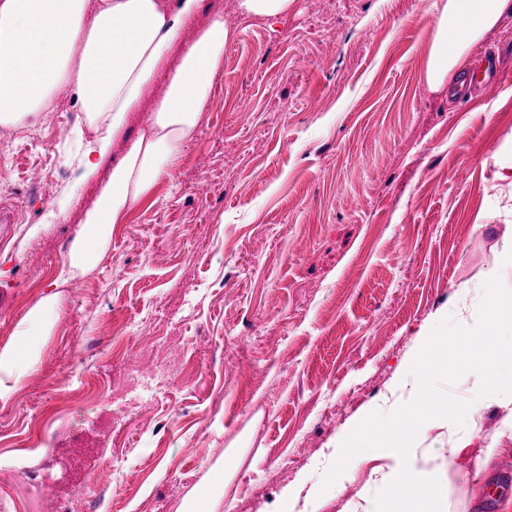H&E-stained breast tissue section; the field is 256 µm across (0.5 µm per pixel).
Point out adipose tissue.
Listing matches in <instances>:
<instances>
[{
	"label": "adipose tissue",
	"instance_id": "obj_1",
	"mask_svg": "<svg viewBox=\"0 0 512 512\" xmlns=\"http://www.w3.org/2000/svg\"><path fill=\"white\" fill-rule=\"evenodd\" d=\"M204 7L205 0H0V124L54 111L56 88L72 86L88 124L76 129L69 162L74 185H82L110 154L187 23ZM433 7L437 24L424 77L435 90L455 84L474 46L512 15V0H435ZM231 38L219 12L185 44L147 126L113 166L110 183L62 261L58 281L94 267L114 225L125 223L158 182L171 178L201 123ZM60 314L57 295L42 297L0 348L1 404L37 362L38 339L51 333ZM371 457L373 487L395 493L409 486L428 499L446 497L406 444L373 448Z\"/></svg>",
	"mask_w": 512,
	"mask_h": 512
}]
</instances>
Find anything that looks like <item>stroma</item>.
Instances as JSON below:
<instances>
[{"mask_svg": "<svg viewBox=\"0 0 512 512\" xmlns=\"http://www.w3.org/2000/svg\"><path fill=\"white\" fill-rule=\"evenodd\" d=\"M208 0L168 56L107 161L72 188L64 149L85 114L72 88L54 111L0 124V347L50 287L63 304L39 362L0 404V512H182L217 468L215 512H347L372 468L323 488L369 408L393 411L403 366L439 314L459 319L512 239V16L473 54L504 79L454 100L424 68L433 0H295L240 16ZM223 11L233 33L203 120L171 179L116 225L96 267L55 286L59 264L151 116L183 47ZM73 192L65 217L31 225ZM172 377L144 388L158 370ZM477 425L420 432L454 493L481 508L512 464L508 408L471 404ZM465 456L452 459L455 440ZM500 448L487 475L482 449ZM300 485L293 502L283 492Z\"/></svg>", "mask_w": 512, "mask_h": 512, "instance_id": "obj_1", "label": "stroma"}]
</instances>
